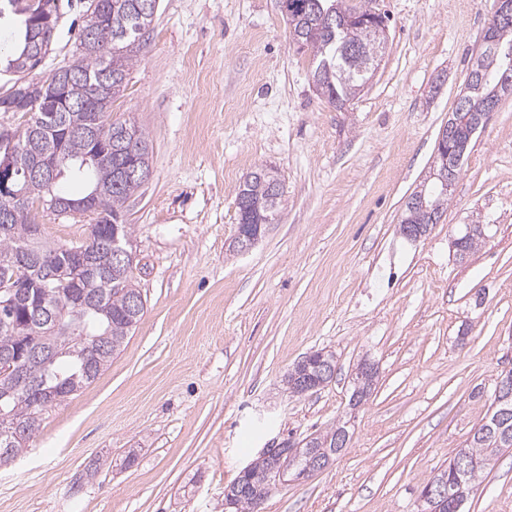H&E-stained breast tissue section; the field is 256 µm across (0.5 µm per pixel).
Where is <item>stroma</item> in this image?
<instances>
[{
  "label": "stroma",
  "instance_id": "stroma-1",
  "mask_svg": "<svg viewBox=\"0 0 512 512\" xmlns=\"http://www.w3.org/2000/svg\"><path fill=\"white\" fill-rule=\"evenodd\" d=\"M86 0H60L54 50L72 59ZM381 64L344 109L315 92L276 0H159L114 118L142 127L151 177L128 202L133 276L147 299L124 349L48 407L0 467V512H224L259 451L346 421L344 452L260 512H419L422 486L484 418L512 368V97L473 138L439 224L400 232L495 0H376ZM278 169L283 205L231 250L237 189ZM485 236L466 258L451 241ZM332 382L282 379L315 350ZM375 388L349 409L360 360ZM466 512H512V452Z\"/></svg>",
  "mask_w": 512,
  "mask_h": 512
}]
</instances>
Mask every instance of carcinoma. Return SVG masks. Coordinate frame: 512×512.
<instances>
[{
  "label": "carcinoma",
  "mask_w": 512,
  "mask_h": 512,
  "mask_svg": "<svg viewBox=\"0 0 512 512\" xmlns=\"http://www.w3.org/2000/svg\"><path fill=\"white\" fill-rule=\"evenodd\" d=\"M144 0H87L85 20L79 43H87L86 50L78 52L73 62L77 75L62 86L64 104L56 105L57 96L51 90L49 79H28L42 59L52 51L54 30L58 20V0H0V12L17 17L21 28L17 33L13 52L5 57V70L17 74L8 95L0 97V112L20 109L30 115L23 129L14 133L16 138L14 161L22 171L33 156L39 155L56 162L57 179L68 172L88 173L91 179L87 194L94 192L103 203L101 213L88 214L90 232H95L103 219L125 217L127 201L143 186L137 178H118V169L130 156L139 166L150 168V141L143 129L112 119V107L96 105L99 90L112 84L117 97L123 87L134 49L142 43L153 18L141 15L138 6ZM332 7L338 16L358 15L344 34L352 44L371 53L377 50L375 36L365 18L370 11L363 6L351 5L348 0H279L290 28L292 41L310 51L313 57L311 81L317 92L339 109L353 100L372 77L368 67L351 62L339 50L336 29L326 25L315 10L316 3ZM495 44L481 46L473 58L467 81L457 97L463 105L452 110L448 117L453 139L459 150L469 148L468 131L495 110L504 96L512 95V73L504 75V59L497 47L512 46V20L491 29ZM107 129L110 152L98 163L87 164L85 158L97 149L92 133L96 128ZM253 177L239 185V195L251 205L264 209L269 206L278 213L282 198L270 199L271 183L279 179L275 169L261 173L252 170ZM20 189L26 202L15 206L10 213L9 228L0 230V262L12 259L22 264L19 268L20 287L26 304L12 311L0 310V319L16 322L20 328L9 333L0 327V359L10 355L19 345L18 339L41 348L61 351L52 366L60 379L36 387L28 393L4 399L6 409L23 428L17 436L0 437V466L7 465L22 451L38 429V414L47 406L65 399L83 386L92 383L119 353L133 328L142 318L146 299L133 281V271L112 262V248L99 253L95 271L80 269V262L64 248L32 234V212L35 204L58 196L56 182L19 177ZM89 305L87 320L91 339L72 338L67 327L71 312L78 302ZM325 368L312 363H296L288 370L285 383L288 390L304 396L330 383L334 374H324ZM375 377H361L354 372L349 400L363 398L372 393ZM346 423L307 436L300 453L293 456L280 453L257 457L246 470L224 488V498L235 512H257L270 493L271 474L288 468L290 475L309 477L316 472L310 462L320 457L328 464L343 452L339 447V434ZM508 436L494 439L497 446L487 443L482 427L456 450L448 465L440 469L429 481L435 485L448 482V506L445 512H464L465 501L474 483L485 469L483 462L512 451V422L506 425ZM460 455L477 460L478 467L459 479L454 474V462Z\"/></svg>",
  "instance_id": "cac0c4a2"
}]
</instances>
